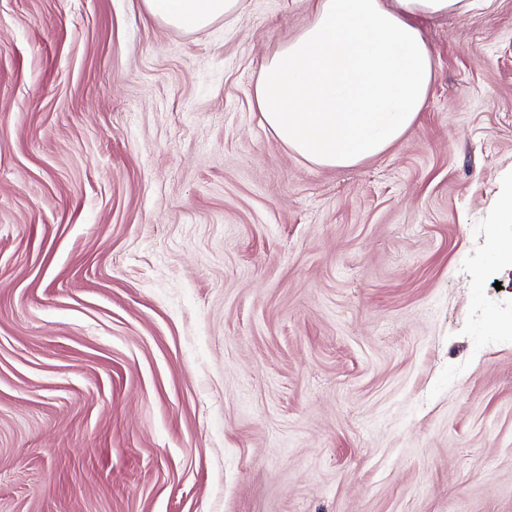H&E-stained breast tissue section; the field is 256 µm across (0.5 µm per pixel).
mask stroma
<instances>
[{
	"label": "stroma",
	"mask_w": 512,
	"mask_h": 512,
	"mask_svg": "<svg viewBox=\"0 0 512 512\" xmlns=\"http://www.w3.org/2000/svg\"><path fill=\"white\" fill-rule=\"evenodd\" d=\"M310 20L0 0V512H512V0L350 168L256 104Z\"/></svg>",
	"instance_id": "35a3bbf8"
}]
</instances>
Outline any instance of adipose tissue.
Returning <instances> with one entry per match:
<instances>
[{
  "label": "adipose tissue",
  "instance_id": "obj_1",
  "mask_svg": "<svg viewBox=\"0 0 512 512\" xmlns=\"http://www.w3.org/2000/svg\"><path fill=\"white\" fill-rule=\"evenodd\" d=\"M311 21L267 57L255 88L265 124L296 154L350 167L400 140L435 65L417 16L465 13L469 0H308ZM240 0H143L167 26L197 31Z\"/></svg>",
  "mask_w": 512,
  "mask_h": 512
}]
</instances>
